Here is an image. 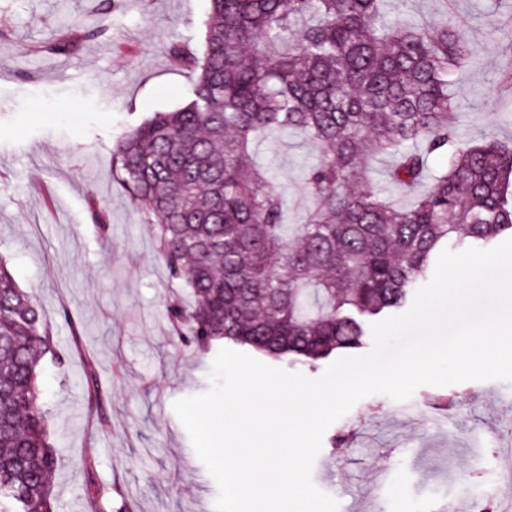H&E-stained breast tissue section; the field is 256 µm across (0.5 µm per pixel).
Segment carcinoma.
Masks as SVG:
<instances>
[{"label":"carcinoma","mask_w":512,"mask_h":512,"mask_svg":"<svg viewBox=\"0 0 512 512\" xmlns=\"http://www.w3.org/2000/svg\"><path fill=\"white\" fill-rule=\"evenodd\" d=\"M210 2L203 53L169 48L196 73L188 101L131 127L112 154L113 178L189 289L165 305L180 342L315 368L404 308L442 248L512 237V143L459 139L451 77L473 52L448 13L418 24L385 0ZM41 48L66 53L72 40ZM288 134L321 156L303 172L302 224L254 160ZM383 158L401 200L373 187ZM51 353L42 303L0 258V512H54L38 388Z\"/></svg>","instance_id":"obj_1"}]
</instances>
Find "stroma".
I'll return each instance as SVG.
<instances>
[{
  "mask_svg": "<svg viewBox=\"0 0 512 512\" xmlns=\"http://www.w3.org/2000/svg\"><path fill=\"white\" fill-rule=\"evenodd\" d=\"M403 14L430 23L449 12L473 51L453 76L457 132L512 141V0H404ZM209 0H0V257L45 304L57 366L45 358L39 399L50 418L58 469L56 512H86L82 461L108 497L137 512H214L217 486L173 410L210 387L213 354L174 344L166 295L181 291L150 233L112 176V151L131 126L181 107L194 74L167 53L202 47ZM103 33L83 39L84 30ZM77 40L71 54L42 51L50 35ZM283 183L292 223L310 206L302 172L315 164L301 136L264 143L257 156ZM105 205L97 228L88 202ZM69 307L75 324L60 310ZM95 362L104 394L85 382ZM512 456V382L424 385L404 402L359 400L325 432L313 480L339 512H471L484 490L495 512L512 504V476L491 465ZM379 482L378 500L368 489Z\"/></svg>",
  "mask_w": 512,
  "mask_h": 512,
  "instance_id": "stroma-1",
  "label": "stroma"
}]
</instances>
